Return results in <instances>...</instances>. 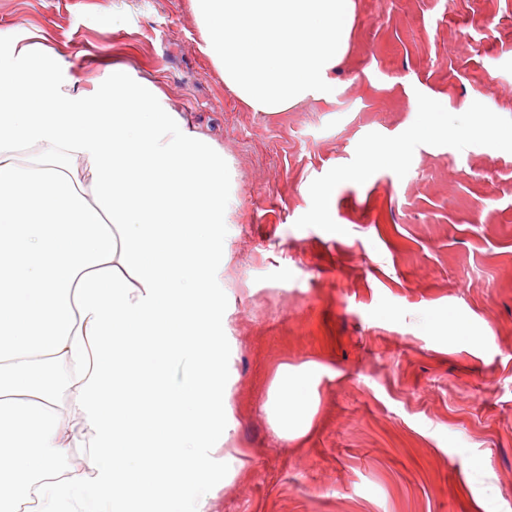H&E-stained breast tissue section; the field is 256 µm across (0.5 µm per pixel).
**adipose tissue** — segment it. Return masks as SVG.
<instances>
[{
	"instance_id": "obj_1",
	"label": "adipose tissue",
	"mask_w": 512,
	"mask_h": 512,
	"mask_svg": "<svg viewBox=\"0 0 512 512\" xmlns=\"http://www.w3.org/2000/svg\"><path fill=\"white\" fill-rule=\"evenodd\" d=\"M227 170L153 83L116 70L76 91L48 45L0 49V512H203L214 474L244 468ZM322 372L276 374L263 409L281 442L311 430Z\"/></svg>"
}]
</instances>
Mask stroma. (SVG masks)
Instances as JSON below:
<instances>
[{
    "label": "stroma",
    "instance_id": "stroma-1",
    "mask_svg": "<svg viewBox=\"0 0 512 512\" xmlns=\"http://www.w3.org/2000/svg\"><path fill=\"white\" fill-rule=\"evenodd\" d=\"M33 35L76 89L116 67L156 84L235 169L226 373L248 461L205 512H512V0H353L331 92L274 116L225 86L193 0H0V44ZM426 102L464 138L407 143ZM370 143L405 152L368 168ZM444 310L460 335L428 326ZM308 362L318 410L284 443L263 405Z\"/></svg>",
    "mask_w": 512,
    "mask_h": 512
}]
</instances>
